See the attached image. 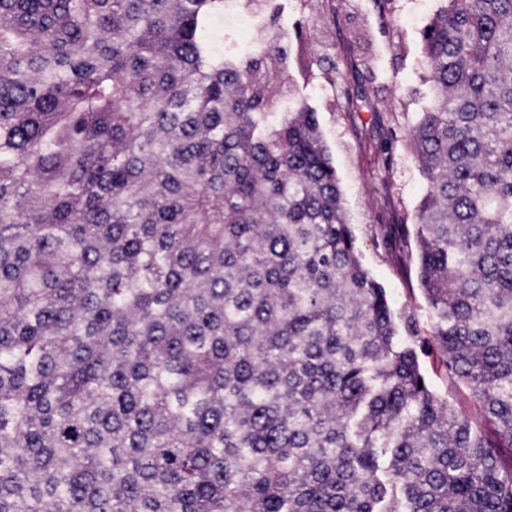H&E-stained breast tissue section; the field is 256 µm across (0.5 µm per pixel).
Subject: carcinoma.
Here are the masks:
<instances>
[{
  "label": "carcinoma",
  "instance_id": "carcinoma-1",
  "mask_svg": "<svg viewBox=\"0 0 512 512\" xmlns=\"http://www.w3.org/2000/svg\"><path fill=\"white\" fill-rule=\"evenodd\" d=\"M262 2L226 51L224 0H0V512H512V0L421 32L427 337ZM418 354L421 369L434 391L442 399H447L456 412L469 416L484 433L493 435L492 428L479 415L471 390L465 384L448 378L436 349L425 346Z\"/></svg>",
  "mask_w": 512,
  "mask_h": 512
}]
</instances>
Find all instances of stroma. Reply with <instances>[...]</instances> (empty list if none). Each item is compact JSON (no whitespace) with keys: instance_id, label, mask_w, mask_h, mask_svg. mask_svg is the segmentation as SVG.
<instances>
[{"instance_id":"1","label":"stroma","mask_w":512,"mask_h":512,"mask_svg":"<svg viewBox=\"0 0 512 512\" xmlns=\"http://www.w3.org/2000/svg\"><path fill=\"white\" fill-rule=\"evenodd\" d=\"M438 0H287L285 22L309 21L310 31L291 53L335 59L336 70L314 67L306 89L342 191L346 219L363 266L384 288L396 318L415 315L420 334L430 317L418 278L417 249H398L383 237L391 224H411L427 190L404 134L435 89L427 79L420 32ZM357 106H349L348 97ZM394 136L391 154L380 150L383 134ZM434 391L453 409L479 420L472 393L448 378L435 348L419 353Z\"/></svg>"}]
</instances>
